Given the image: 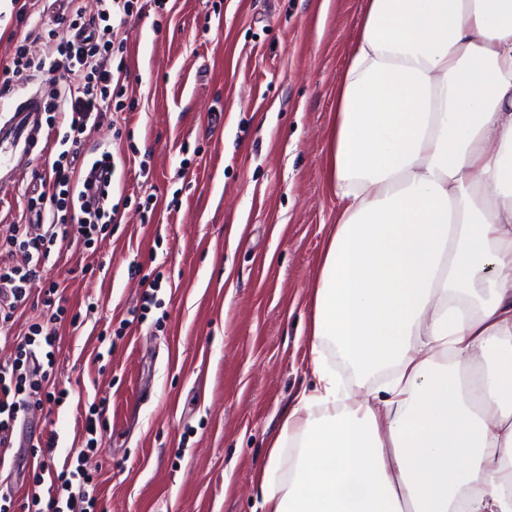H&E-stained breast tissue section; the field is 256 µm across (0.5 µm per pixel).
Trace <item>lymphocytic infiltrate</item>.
I'll return each instance as SVG.
<instances>
[{"instance_id":"lymphocytic-infiltrate-1","label":"lymphocytic infiltrate","mask_w":512,"mask_h":512,"mask_svg":"<svg viewBox=\"0 0 512 512\" xmlns=\"http://www.w3.org/2000/svg\"><path fill=\"white\" fill-rule=\"evenodd\" d=\"M62 0V10L50 21H37L34 38L57 43L56 57L34 55L27 44L15 46L14 53L0 67V87L17 89L29 81L43 79L48 90V131L60 151L40 178V191L31 193L27 210L37 222L46 223L44 232L32 225L11 224L0 234V325L12 320L27 303L38 267L65 241L90 246L96 235L117 223L118 206L89 207L84 201L77 161L87 131L107 112L123 111L128 71L119 42L120 30L139 16L138 0H97L93 14ZM46 320L33 323L27 336L17 344L13 362L0 364V512H10L12 497L4 474L5 455L14 447H26V438L16 435L25 422L34 398L62 405L66 390L50 389L54 371V351L62 325L79 327L78 316H67L59 305L56 285L43 289ZM105 406L91 405L84 418V451L72 454L69 464L54 470L52 461L58 445L56 434L37 443L39 460L32 469L24 512H97V486L84 469L86 452L101 447L107 421Z\"/></svg>"}]
</instances>
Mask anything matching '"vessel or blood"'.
<instances>
[{"label": "vessel or blood", "instance_id": "1", "mask_svg": "<svg viewBox=\"0 0 512 512\" xmlns=\"http://www.w3.org/2000/svg\"><path fill=\"white\" fill-rule=\"evenodd\" d=\"M44 99L34 92L22 96L7 119L0 120V170L28 162L42 129Z\"/></svg>", "mask_w": 512, "mask_h": 512}]
</instances>
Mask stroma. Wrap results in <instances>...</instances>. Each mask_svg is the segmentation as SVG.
<instances>
[{"instance_id":"obj_1","label":"stroma","mask_w":512,"mask_h":512,"mask_svg":"<svg viewBox=\"0 0 512 512\" xmlns=\"http://www.w3.org/2000/svg\"><path fill=\"white\" fill-rule=\"evenodd\" d=\"M363 8L168 0L125 27L133 136L104 117L83 155L109 145L112 194L128 204L90 248L38 269L83 326L62 331L55 353L67 400L27 417L32 438L57 434L60 466L84 444L90 405L105 402L103 445L86 458L98 512H254L268 436L311 383L308 285L336 219L327 138ZM47 159L42 142L0 174V225L25 215ZM158 274L157 306L132 321Z\"/></svg>"}]
</instances>
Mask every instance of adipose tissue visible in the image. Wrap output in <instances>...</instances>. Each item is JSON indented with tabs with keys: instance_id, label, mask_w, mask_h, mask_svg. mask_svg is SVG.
I'll use <instances>...</instances> for the list:
<instances>
[{
	"instance_id": "1",
	"label": "adipose tissue",
	"mask_w": 512,
	"mask_h": 512,
	"mask_svg": "<svg viewBox=\"0 0 512 512\" xmlns=\"http://www.w3.org/2000/svg\"><path fill=\"white\" fill-rule=\"evenodd\" d=\"M326 181L313 385L261 512H512V0H365Z\"/></svg>"
}]
</instances>
